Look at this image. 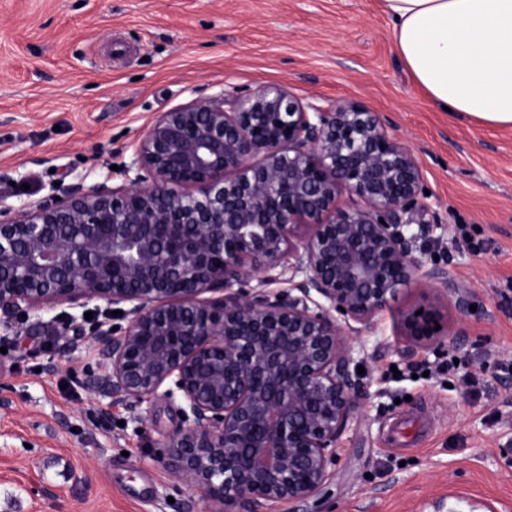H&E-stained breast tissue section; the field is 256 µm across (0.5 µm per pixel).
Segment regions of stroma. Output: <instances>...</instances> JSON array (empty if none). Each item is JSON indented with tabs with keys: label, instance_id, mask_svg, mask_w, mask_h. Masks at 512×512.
Wrapping results in <instances>:
<instances>
[{
	"label": "stroma",
	"instance_id": "35a3bbf8",
	"mask_svg": "<svg viewBox=\"0 0 512 512\" xmlns=\"http://www.w3.org/2000/svg\"><path fill=\"white\" fill-rule=\"evenodd\" d=\"M268 84L359 103L411 147L436 224L426 255L474 306L418 280L350 335L363 406L332 477L268 512H512V128L437 110L381 0H0V205L124 184L160 113ZM428 306L461 343L404 342L400 314ZM73 327L0 323V512H241L174 475L163 440L179 401L133 410L89 393L90 322Z\"/></svg>",
	"mask_w": 512,
	"mask_h": 512
}]
</instances>
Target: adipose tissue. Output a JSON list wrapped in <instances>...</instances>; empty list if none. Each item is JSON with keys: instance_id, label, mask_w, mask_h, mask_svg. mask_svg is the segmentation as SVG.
Segmentation results:
<instances>
[{"instance_id": "adipose-tissue-1", "label": "adipose tissue", "mask_w": 512, "mask_h": 512, "mask_svg": "<svg viewBox=\"0 0 512 512\" xmlns=\"http://www.w3.org/2000/svg\"><path fill=\"white\" fill-rule=\"evenodd\" d=\"M393 48L437 108L512 128V0H382Z\"/></svg>"}]
</instances>
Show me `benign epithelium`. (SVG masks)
<instances>
[{
    "instance_id": "obj_1",
    "label": "benign epithelium",
    "mask_w": 512,
    "mask_h": 512,
    "mask_svg": "<svg viewBox=\"0 0 512 512\" xmlns=\"http://www.w3.org/2000/svg\"><path fill=\"white\" fill-rule=\"evenodd\" d=\"M132 171L0 208L3 323L112 306L127 324H94L91 392L132 409L178 399L164 447L212 501L310 500L362 406L347 331L415 280L469 307L418 253L433 226L414 152L360 104L269 85L160 113ZM402 336L425 347L458 332L424 311Z\"/></svg>"
}]
</instances>
